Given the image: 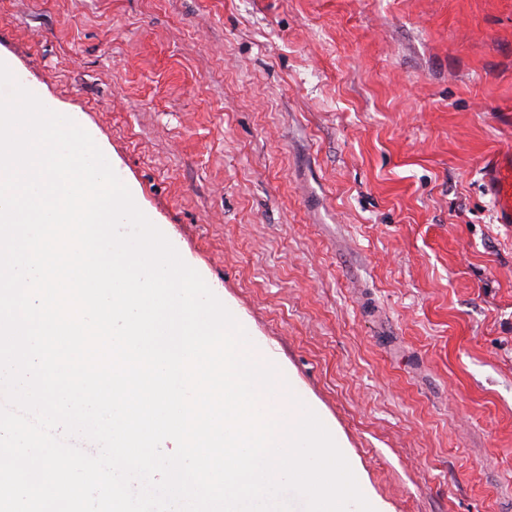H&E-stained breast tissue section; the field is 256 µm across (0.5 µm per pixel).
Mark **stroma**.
<instances>
[{"mask_svg":"<svg viewBox=\"0 0 512 512\" xmlns=\"http://www.w3.org/2000/svg\"><path fill=\"white\" fill-rule=\"evenodd\" d=\"M386 512H512V0H0ZM485 179L492 195L499 224H512V153L494 156L485 166Z\"/></svg>","mask_w":512,"mask_h":512,"instance_id":"1","label":"stroma"}]
</instances>
